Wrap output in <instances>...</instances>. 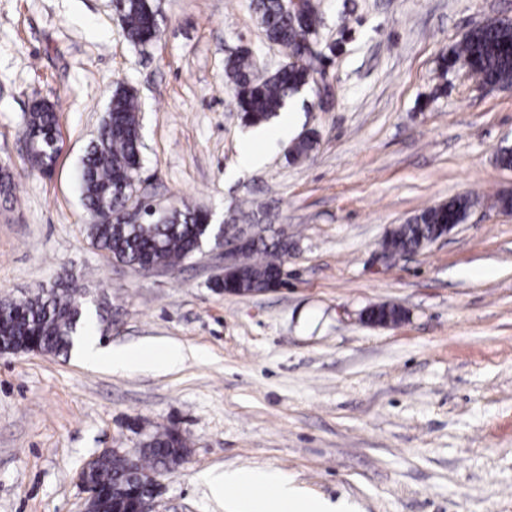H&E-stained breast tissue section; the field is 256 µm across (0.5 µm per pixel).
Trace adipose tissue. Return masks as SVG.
<instances>
[{
	"mask_svg": "<svg viewBox=\"0 0 512 512\" xmlns=\"http://www.w3.org/2000/svg\"><path fill=\"white\" fill-rule=\"evenodd\" d=\"M87 361L108 368L161 370L184 361L186 352L172 345L153 355L150 348L127 349L116 353L86 348ZM214 496L224 498L233 512H351L347 501L332 504L313 499L290 481L274 472L226 471L209 476Z\"/></svg>",
	"mask_w": 512,
	"mask_h": 512,
	"instance_id": "obj_1",
	"label": "adipose tissue"
}]
</instances>
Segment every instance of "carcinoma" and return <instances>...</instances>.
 <instances>
[{
	"label": "carcinoma",
	"instance_id": "obj_1",
	"mask_svg": "<svg viewBox=\"0 0 512 512\" xmlns=\"http://www.w3.org/2000/svg\"><path fill=\"white\" fill-rule=\"evenodd\" d=\"M253 10L268 40L287 50V61L267 76L254 71L251 52L241 49L224 66V81L234 91L235 106L246 126H260L277 117L288 101L316 85L324 71L316 62L322 53L301 54V46L311 42L321 23L318 4L305 0L302 20L296 21L282 0H252ZM126 38L145 46L158 34L157 14L151 0H117ZM463 67L481 83L491 86L512 85V20L499 19L470 29L463 41L442 60L441 69ZM138 102L127 87L112 91L108 113L98 135L82 160L83 201L89 218L110 217L112 223H90L87 234L91 244L109 260L129 266L147 263L155 268L173 269L190 258L202 241L213 232L204 211L188 204L181 209L150 214L151 202L140 224H123L119 215L133 193L138 191L141 167ZM58 131V119L48 105H37L27 113L23 135L29 142L27 160L43 173L51 172L56 158L51 141ZM316 139L307 134L288 146L294 160L306 157ZM14 176L0 168V200L13 197ZM475 205L471 196L452 197L448 202L426 208L412 220L399 225L383 246L400 254L419 252L443 235L450 224L465 221ZM288 254V240L276 235L259 239L242 252L232 275L219 287L228 294L259 290L278 273ZM91 317L81 290L65 278L56 287L42 290L20 300L0 302V345L26 348L55 356L66 355L74 347L78 333ZM144 461L151 466L164 464L163 458L187 447L186 439L174 429L150 434L144 441ZM92 482L110 490L99 502L98 512H125V486L131 476L119 458L100 462L91 475Z\"/></svg>",
	"mask_w": 512,
	"mask_h": 512
}]
</instances>
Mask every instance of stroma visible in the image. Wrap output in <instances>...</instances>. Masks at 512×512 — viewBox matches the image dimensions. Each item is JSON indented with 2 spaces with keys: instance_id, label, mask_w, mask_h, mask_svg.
Returning <instances> with one entry per match:
<instances>
[{
  "instance_id": "35a3bbf8",
  "label": "stroma",
  "mask_w": 512,
  "mask_h": 512,
  "mask_svg": "<svg viewBox=\"0 0 512 512\" xmlns=\"http://www.w3.org/2000/svg\"><path fill=\"white\" fill-rule=\"evenodd\" d=\"M159 35L130 43L114 0H0V301L60 277L109 311L92 335L115 348L176 342L168 372L93 368L76 354L0 356V512H82L95 454L140 452L177 429L186 461L163 474L155 512H228L208 477L275 469L355 512H512V87L442 54L472 27L512 18V0H320L316 48L336 46L327 100L309 89L264 128L244 126L224 62L250 48L258 74L282 62L250 0H153ZM138 97L140 188L159 210H208L213 225L287 238L285 285L224 293L216 238L176 268L107 261L86 232L81 162L116 83ZM58 115L50 174L25 163L23 117ZM317 134L302 159L275 136L288 116ZM262 162L243 171L245 149ZM458 195L464 223L409 257L387 233ZM387 303L391 327L362 315Z\"/></svg>"
}]
</instances>
